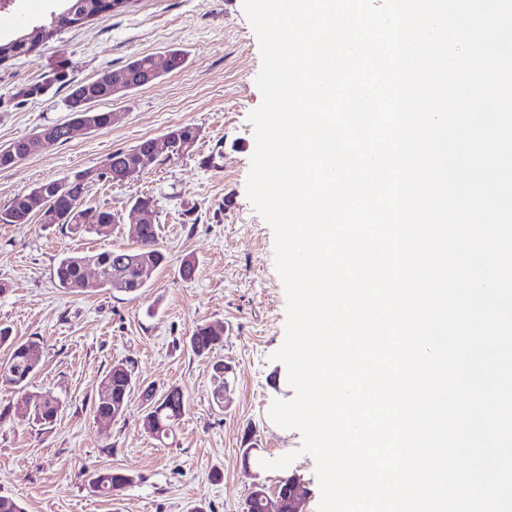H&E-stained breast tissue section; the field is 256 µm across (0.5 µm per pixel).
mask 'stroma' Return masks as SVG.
Here are the masks:
<instances>
[{"label": "stroma", "mask_w": 512, "mask_h": 512, "mask_svg": "<svg viewBox=\"0 0 512 512\" xmlns=\"http://www.w3.org/2000/svg\"><path fill=\"white\" fill-rule=\"evenodd\" d=\"M177 49L184 69L135 92L95 103L113 115L100 130H76L63 145L35 150L0 169V207L38 184L97 169L112 151L173 127L198 129L193 147L163 152L124 182L93 181L85 203L112 209L109 236L75 235L59 224H0V325L16 339H37L41 370L30 392L52 391L57 421L41 426L8 411L17 399L0 385V495L26 512H242L250 481L246 446L277 459L297 452L287 469L265 470L268 492L286 474L300 475L308 512L321 492L298 431L277 426L272 402L294 390L273 360L285 337V295L274 265V235L246 193L255 148L249 115L262 96L255 84L260 44L243 0H130L117 13L55 33L39 52L0 63V146L67 120L69 85L96 78L135 56ZM156 201L159 242L168 256L144 291L95 294L57 288L63 252L131 247L136 198ZM195 262L182 279L184 258ZM224 331L217 355L229 368L223 406L213 401L205 359L187 345L195 325ZM129 363L134 386L124 415L96 419L98 384L116 362ZM180 388L184 412L173 439L159 443L142 428L145 388ZM121 468L135 483L118 498L95 494L93 473Z\"/></svg>", "instance_id": "stroma-1"}]
</instances>
